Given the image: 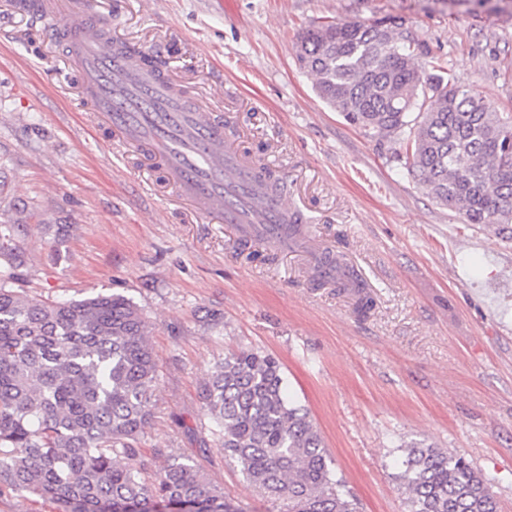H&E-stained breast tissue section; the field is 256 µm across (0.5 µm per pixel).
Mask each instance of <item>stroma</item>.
<instances>
[{
	"instance_id": "stroma-1",
	"label": "stroma",
	"mask_w": 512,
	"mask_h": 512,
	"mask_svg": "<svg viewBox=\"0 0 512 512\" xmlns=\"http://www.w3.org/2000/svg\"><path fill=\"white\" fill-rule=\"evenodd\" d=\"M112 41L156 57L218 115L236 147L287 184L309 238L344 256L373 310L313 282L309 239L244 249L197 214L161 164L111 140L79 95L67 48L0 0V224L27 216L20 288L43 298L120 294L152 327L158 383L146 459L198 464L245 512H286L209 431L200 387L225 353L281 364L362 512H408L396 461L411 443L463 454L512 512V239L467 224L364 136L296 64L318 23L406 18L453 80L512 114V0H93ZM70 227L57 244L54 227Z\"/></svg>"
}]
</instances>
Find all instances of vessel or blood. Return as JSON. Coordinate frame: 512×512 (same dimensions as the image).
Segmentation results:
<instances>
[{
  "instance_id": "obj_1",
  "label": "vessel or blood",
  "mask_w": 512,
  "mask_h": 512,
  "mask_svg": "<svg viewBox=\"0 0 512 512\" xmlns=\"http://www.w3.org/2000/svg\"><path fill=\"white\" fill-rule=\"evenodd\" d=\"M15 6L50 20L53 35L64 38L93 123L160 161L199 214L240 225L246 237L258 224L278 236L282 224L296 221L282 196L266 191L259 168L225 139L221 121L146 67L141 55L113 46L112 22L92 11L90 0H71L61 21L54 0Z\"/></svg>"
}]
</instances>
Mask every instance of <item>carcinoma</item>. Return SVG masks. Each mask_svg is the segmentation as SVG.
I'll use <instances>...</instances> for the list:
<instances>
[{
	"label": "carcinoma",
	"instance_id": "carcinoma-1",
	"mask_svg": "<svg viewBox=\"0 0 512 512\" xmlns=\"http://www.w3.org/2000/svg\"><path fill=\"white\" fill-rule=\"evenodd\" d=\"M299 68L317 95L364 135L397 139L396 156L436 203L467 224L512 225V116L496 112L445 67L401 17L329 21L302 33ZM436 71L431 76L425 67ZM25 220L0 225V495L58 512H242L191 460L165 455L153 480L138 448L153 417L151 327L120 294L43 300L14 287L26 263ZM336 264V287L365 314L366 283ZM209 433L243 476L288 512H359L309 412L291 402L274 357L242 349L201 385ZM398 474L409 512H497L489 479L460 453L412 443Z\"/></svg>",
	"mask_w": 512,
	"mask_h": 512
}]
</instances>
